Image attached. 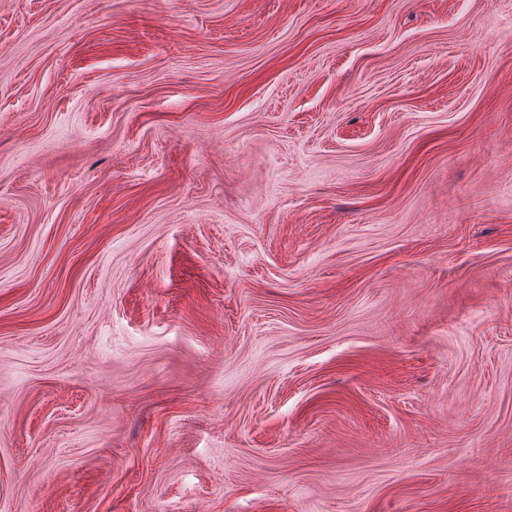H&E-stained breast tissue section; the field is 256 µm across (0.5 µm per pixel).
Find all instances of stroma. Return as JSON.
<instances>
[{"label": "stroma", "mask_w": 512, "mask_h": 512, "mask_svg": "<svg viewBox=\"0 0 512 512\" xmlns=\"http://www.w3.org/2000/svg\"><path fill=\"white\" fill-rule=\"evenodd\" d=\"M0 512H512V0H0Z\"/></svg>", "instance_id": "1"}]
</instances>
